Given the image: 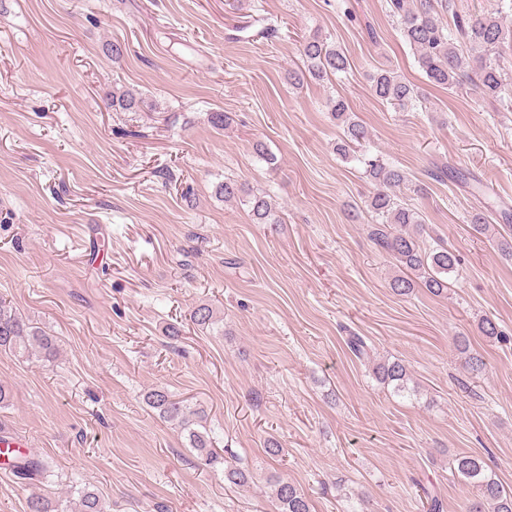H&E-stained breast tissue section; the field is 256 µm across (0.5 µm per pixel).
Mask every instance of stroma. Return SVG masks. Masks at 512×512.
I'll return each mask as SVG.
<instances>
[{"label": "stroma", "instance_id": "35a3bbf8", "mask_svg": "<svg viewBox=\"0 0 512 512\" xmlns=\"http://www.w3.org/2000/svg\"><path fill=\"white\" fill-rule=\"evenodd\" d=\"M385 5L0 0V298L59 344L51 362L0 351L12 393L0 427L50 467L33 485L0 465V512L84 486L107 512H278L271 475L312 512H351L360 496L367 512H426L431 495L465 512L474 491L448 465L462 453L512 489V257L498 247L512 228L497 214L512 209V111L469 85H430ZM313 33L350 67L293 87L298 38ZM379 68L417 86L423 109L378 100ZM116 86L142 97L138 111L108 106ZM339 97L371 152L408 176L398 197L421 213V240L458 255L447 293L392 291L398 269L370 239L374 185L334 150ZM211 112L231 124L214 128ZM443 164L483 193L433 180ZM227 178L268 192L280 223L217 198ZM480 210L490 233L470 222ZM201 304L215 325L191 321ZM486 317L503 337L480 334ZM351 332L401 360L418 395L378 384ZM155 387L201 412L214 450L253 468V484L204 465L146 404Z\"/></svg>", "mask_w": 512, "mask_h": 512}]
</instances>
